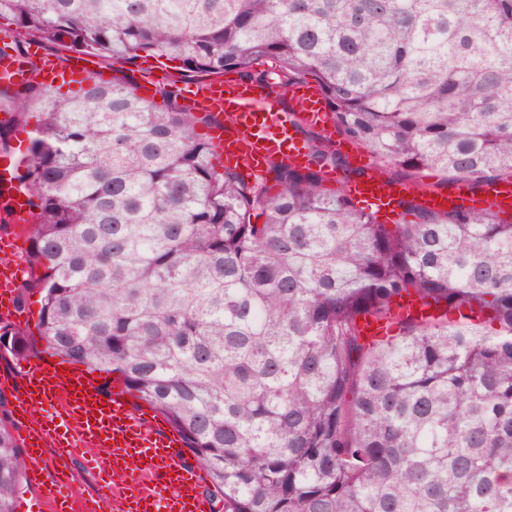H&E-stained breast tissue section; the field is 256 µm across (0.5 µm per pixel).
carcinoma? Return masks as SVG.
<instances>
[{"label": "carcinoma", "mask_w": 512, "mask_h": 512, "mask_svg": "<svg viewBox=\"0 0 512 512\" xmlns=\"http://www.w3.org/2000/svg\"><path fill=\"white\" fill-rule=\"evenodd\" d=\"M28 42L228 72L278 98L311 79L336 132L423 186L512 182V0H0ZM124 79L0 99L40 115L18 176L42 352L116 373L207 470L217 512H512V221L413 220L299 168L251 182L196 133L213 115ZM389 328L369 339L365 322ZM27 461L0 419V512Z\"/></svg>", "instance_id": "carcinoma-1"}]
</instances>
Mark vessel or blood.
<instances>
[{"mask_svg": "<svg viewBox=\"0 0 512 512\" xmlns=\"http://www.w3.org/2000/svg\"><path fill=\"white\" fill-rule=\"evenodd\" d=\"M39 78L47 85L84 77L82 58L59 65L49 53H41ZM30 73L21 59L0 57V83L15 84ZM190 100H206L216 114L232 117L230 126L215 124L213 143L228 166L261 173L271 159L293 165L306 163L307 154L298 138L300 123L328 124L324 100L310 84H296L293 106L285 108L267 89L256 83L212 79L185 85ZM356 198L376 204L386 213L396 211L408 186L370 175L352 186ZM483 203L496 211L512 210V184L484 185L479 200L458 195L422 197L428 209H469ZM0 214L20 224L28 219L25 197L10 165L0 166ZM0 266L9 276L0 282V322L12 330L27 324L16 306L17 283L23 270L13 265L10 254L0 255ZM0 388L14 393L15 412L23 419V447L31 484L43 489L42 503L49 512H211L204 494L206 471L192 463L180 435L166 426L164 417L152 408L135 403L122 383L104 391L96 377L58 372L41 361L25 362L17 372L0 376ZM58 455L81 452L97 470L99 483L90 495L78 493L70 474L50 472L46 447Z\"/></svg>", "mask_w": 512, "mask_h": 512, "instance_id": "vessel-or-blood-1", "label": "vessel or blood"}]
</instances>
